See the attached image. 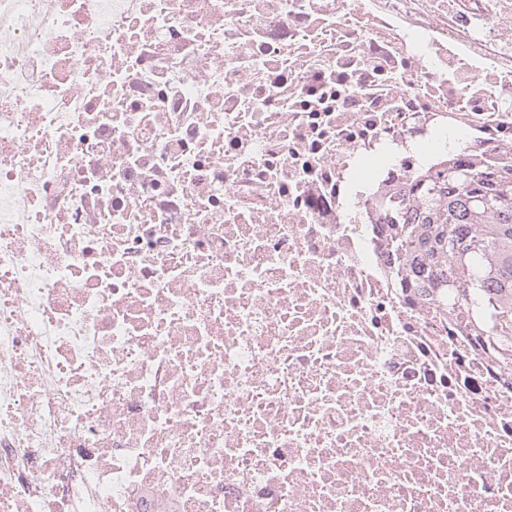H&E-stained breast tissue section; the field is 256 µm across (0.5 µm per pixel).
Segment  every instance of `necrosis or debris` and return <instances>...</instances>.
<instances>
[{
    "instance_id": "4bbe7bcc",
    "label": "necrosis or debris",
    "mask_w": 512,
    "mask_h": 512,
    "mask_svg": "<svg viewBox=\"0 0 512 512\" xmlns=\"http://www.w3.org/2000/svg\"><path fill=\"white\" fill-rule=\"evenodd\" d=\"M512 165V0H0V512H512V371L386 205Z\"/></svg>"
}]
</instances>
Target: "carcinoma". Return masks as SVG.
<instances>
[{
  "instance_id": "carcinoma-1",
  "label": "carcinoma",
  "mask_w": 512,
  "mask_h": 512,
  "mask_svg": "<svg viewBox=\"0 0 512 512\" xmlns=\"http://www.w3.org/2000/svg\"><path fill=\"white\" fill-rule=\"evenodd\" d=\"M448 166L412 187L410 215L386 212L393 226L395 276L417 289L473 336H483L492 362L512 369V171Z\"/></svg>"
}]
</instances>
